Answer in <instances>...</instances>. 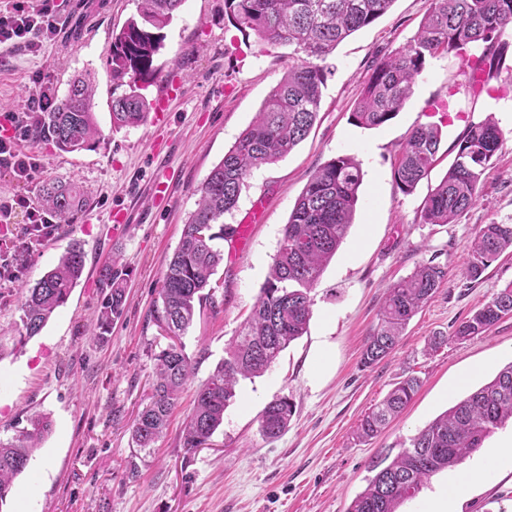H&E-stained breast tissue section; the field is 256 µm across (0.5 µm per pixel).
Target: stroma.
Segmentation results:
<instances>
[{
  "label": "stroma",
  "instance_id": "obj_1",
  "mask_svg": "<svg viewBox=\"0 0 512 512\" xmlns=\"http://www.w3.org/2000/svg\"><path fill=\"white\" fill-rule=\"evenodd\" d=\"M57 2V33L40 50L0 49V113L24 111L34 81L57 99L73 74L87 72L100 137L74 153L24 142L42 163L38 182L28 187L31 199H38L41 182L56 179L78 186L85 205L41 240L26 234L23 222L0 224V265L19 266L15 277L0 280V437L29 428L36 416L52 421L0 512H347L367 485L372 458L398 448L512 363V315L470 340L451 338L461 320L512 283V253L479 279L466 275L479 228L512 224V46L498 76L479 92L468 87L461 58L437 54L396 117L374 129L351 120L370 66L412 39L429 0H395L337 46L308 137L285 158L253 170L236 209L224 217L235 226L263 209L244 250L218 241L224 262L215 275L216 304L197 312L182 338L193 378L166 432L142 448L133 426L150 395L155 356L172 342L153 318L160 278L202 182L287 70L289 49L234 28L224 0H184L154 61L162 75L175 77L168 84L161 76L144 90L165 122L116 129L112 34L136 15L137 0ZM79 14L87 27L74 42L66 22ZM489 117L503 142L482 176L478 202L455 223H421L424 200L453 163L460 138ZM428 122L442 132L437 162L413 192L402 193L395 180L399 148ZM340 155L359 161L363 181L353 223L311 293L307 332L264 374L240 380L208 445L186 452L182 431L194 391L241 331L297 197L319 167ZM159 180L169 191L156 201L150 188ZM116 208L129 215L119 230L110 221ZM74 245L86 255L80 281L38 335L19 341L21 288ZM114 260L126 273V301L103 332L96 327L108 293L101 270ZM430 261L445 267V283L411 319L394 355L362 365L388 289ZM435 335L445 342L433 351ZM409 375L422 382L412 402L380 434L361 437L363 416ZM279 397L292 400L295 412L270 441L260 418ZM511 445L509 422L470 455L482 469L465 477L457 512H512V466L489 459Z\"/></svg>",
  "mask_w": 512,
  "mask_h": 512
}]
</instances>
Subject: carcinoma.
<instances>
[{
    "label": "carcinoma",
    "instance_id": "1",
    "mask_svg": "<svg viewBox=\"0 0 512 512\" xmlns=\"http://www.w3.org/2000/svg\"><path fill=\"white\" fill-rule=\"evenodd\" d=\"M395 0H224V17L241 32H252L262 42L292 49V62L270 90L252 123L240 134L207 175L197 208L188 216L171 260L160 280L161 304L154 319L172 336L184 335L196 307L215 304L213 275L224 252L213 245L230 240L236 228L224 224V215L238 203L246 178L255 169L286 156L306 139L315 124L322 87L330 73L328 57L344 39L387 13ZM183 0H138L137 15L112 35V100L110 113L117 128L137 127L147 120L149 103L141 84L155 78L154 59L164 30ZM512 32V0H430L416 35L402 47L376 59L352 112L353 122L376 128L392 120L413 92L427 61L439 51L477 58L484 80L499 70ZM92 82L78 73L52 109L37 116L32 135L52 142L66 153L90 148L98 136L91 104ZM441 130L421 124L410 131L400 148L395 178L409 194L428 175L439 151ZM502 145L501 133L490 117L469 126L459 140L454 162L426 197L423 224H450L479 200L482 175ZM360 163L351 155L330 159L317 170L295 201L278 243L268 277L243 331L209 379L197 388L183 430V448L192 452L211 438L224 421V411L235 398L238 379L260 376L279 354L308 329L311 291L352 224L362 184ZM42 203L61 219L73 218L84 205L74 186L48 180L40 189ZM512 250V224L484 225L472 247L466 274L477 279L506 250ZM85 268V254L71 247L58 265L33 286L22 289L19 340L40 333L63 306ZM101 277L110 288L99 327L106 329L125 303L122 273L110 266ZM443 266L423 264L394 284L385 298L379 323L368 336L363 365L389 357L409 321L441 287ZM512 314V284L461 321L454 331L458 341L482 335L504 316ZM154 381L148 402L134 426V437L149 448L165 429L179 394L193 374L183 344H171L155 355ZM420 387L410 376L397 383L360 424L364 437L379 433L403 410ZM293 404L270 401L263 410L261 431L277 438L287 427ZM512 421V362L495 377L431 421L402 444L396 455L379 454L369 465L373 476L351 502L348 512H398L432 475L452 470L482 447L495 429ZM51 421L37 418L31 429L0 439V504L14 479L29 465L38 441Z\"/></svg>",
    "mask_w": 512,
    "mask_h": 512
}]
</instances>
